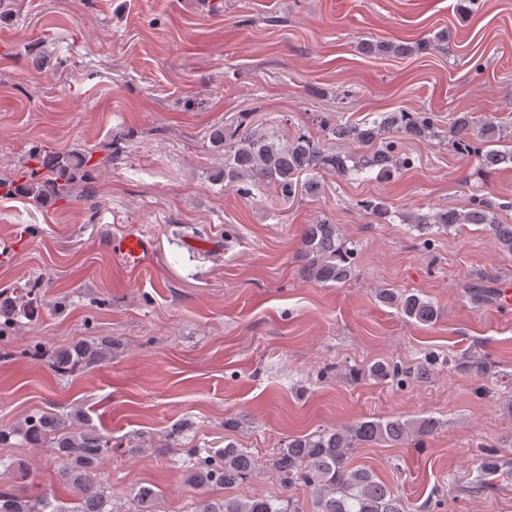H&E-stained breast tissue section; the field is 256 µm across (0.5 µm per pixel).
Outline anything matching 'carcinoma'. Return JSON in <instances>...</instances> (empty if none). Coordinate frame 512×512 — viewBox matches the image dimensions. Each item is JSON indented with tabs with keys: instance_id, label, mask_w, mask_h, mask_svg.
Listing matches in <instances>:
<instances>
[{
	"instance_id": "carcinoma-1",
	"label": "carcinoma",
	"mask_w": 512,
	"mask_h": 512,
	"mask_svg": "<svg viewBox=\"0 0 512 512\" xmlns=\"http://www.w3.org/2000/svg\"><path fill=\"white\" fill-rule=\"evenodd\" d=\"M449 34L441 31L416 42L394 43L365 36L358 50L367 56L407 57L439 50ZM251 113L240 122L225 125L208 134L214 151L223 157L213 180L239 195L274 186L281 198H316L325 191L324 175L350 180H368L372 172L390 173L413 164L409 141H426L440 136L439 118L427 111L376 112L362 122L320 120L315 131L284 137L278 128L258 134L250 128ZM448 137L463 155L477 160L478 168L489 173L500 166L512 167V147L500 150L497 143L512 144V123L480 120L472 112H455L448 118ZM103 162L91 152L56 151L37 146L28 154L24 166L0 177V194L12 196L21 191L36 205L70 203L77 174L99 169ZM497 205L488 198L473 196L464 210L442 209L422 213L415 210L403 216L420 235L442 230L461 231L469 224L481 225L498 250L512 257V224H504ZM301 248L306 263L303 278L318 284H342L353 273V249L342 240L337 225L319 220L305 226ZM379 300L411 322L434 323L439 315L429 300L410 291L385 288ZM45 303L40 288H23L9 295L0 293V319L8 328L15 316L34 312ZM112 355V340L92 338L77 341L58 351L55 367L69 373L75 367H95ZM401 373L398 366L377 360L367 368L369 377L385 381ZM436 422L428 417L416 419H371L332 431L295 437L276 449L269 461L281 495L277 498L201 497L193 512H301L292 491L298 485L311 490L316 512H409L406 503L392 488L368 468L350 464L352 451L369 443L406 444L432 435ZM22 435L33 449L49 447L56 462L59 482L75 489L72 503L54 492L30 495L15 489L0 490V512H114L112 495L101 480L91 476L100 460L112 452L111 439L99 433L80 408L65 415L42 413L21 425L0 426V444ZM254 461L233 442L206 454L193 451L184 482L203 489L212 485L240 484L250 478ZM155 493L143 486L134 495L136 512H151Z\"/></svg>"
}]
</instances>
